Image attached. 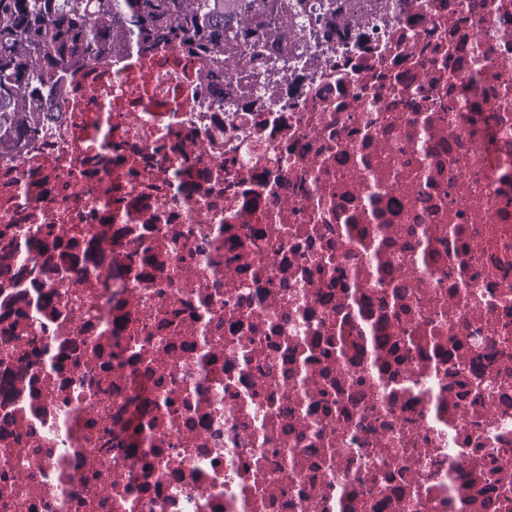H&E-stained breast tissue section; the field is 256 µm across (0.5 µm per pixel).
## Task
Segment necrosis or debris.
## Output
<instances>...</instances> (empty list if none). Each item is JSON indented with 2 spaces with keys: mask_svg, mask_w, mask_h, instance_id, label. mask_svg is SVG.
I'll return each instance as SVG.
<instances>
[{
  "mask_svg": "<svg viewBox=\"0 0 512 512\" xmlns=\"http://www.w3.org/2000/svg\"><path fill=\"white\" fill-rule=\"evenodd\" d=\"M444 2L300 0L245 96L67 73L0 158V512H512V0Z\"/></svg>",
  "mask_w": 512,
  "mask_h": 512,
  "instance_id": "1",
  "label": "necrosis or debris"
}]
</instances>
